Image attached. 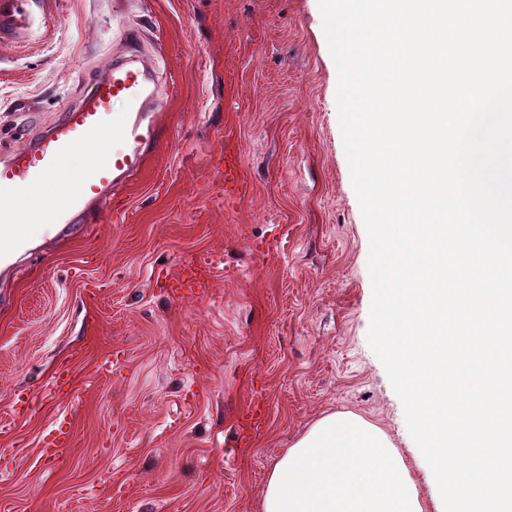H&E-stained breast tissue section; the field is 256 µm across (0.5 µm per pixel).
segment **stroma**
I'll use <instances>...</instances> for the list:
<instances>
[{
    "mask_svg": "<svg viewBox=\"0 0 512 512\" xmlns=\"http://www.w3.org/2000/svg\"><path fill=\"white\" fill-rule=\"evenodd\" d=\"M51 29L0 46V142L54 121L130 47L159 67L163 134L141 176L42 252L0 302V512H262L274 463L320 418L380 428L423 512H443L369 347V243L318 0H53ZM137 28L142 38L129 45ZM242 155L228 198L215 155ZM274 242L277 252L256 247ZM220 272L170 294L184 260ZM115 352L111 375L93 377ZM75 385L48 391L58 367ZM260 433L242 428L251 403ZM72 424L62 465L44 431Z\"/></svg>",
    "mask_w": 512,
    "mask_h": 512,
    "instance_id": "1",
    "label": "stroma"
}]
</instances>
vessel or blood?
Returning a JSON list of instances; mask_svg holds the SVG:
<instances>
[{"label": "vessel or blood", "instance_id": "obj_1", "mask_svg": "<svg viewBox=\"0 0 512 512\" xmlns=\"http://www.w3.org/2000/svg\"><path fill=\"white\" fill-rule=\"evenodd\" d=\"M48 0H0V43L35 33ZM152 64L136 55L95 73L80 102L41 132L0 149V278L17 271L20 247L40 250L36 227L83 224L97 206L145 167L161 126L149 104ZM241 157H221L225 195L238 193ZM214 270L204 260L183 265L179 287L205 288ZM72 443L70 422L46 433L38 458L57 463Z\"/></svg>", "mask_w": 512, "mask_h": 512}]
</instances>
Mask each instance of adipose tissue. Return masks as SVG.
<instances>
[{
    "label": "adipose tissue",
    "mask_w": 512,
    "mask_h": 512,
    "mask_svg": "<svg viewBox=\"0 0 512 512\" xmlns=\"http://www.w3.org/2000/svg\"><path fill=\"white\" fill-rule=\"evenodd\" d=\"M263 512H422L408 468L362 418L317 421L271 469Z\"/></svg>",
    "instance_id": "obj_1"
}]
</instances>
